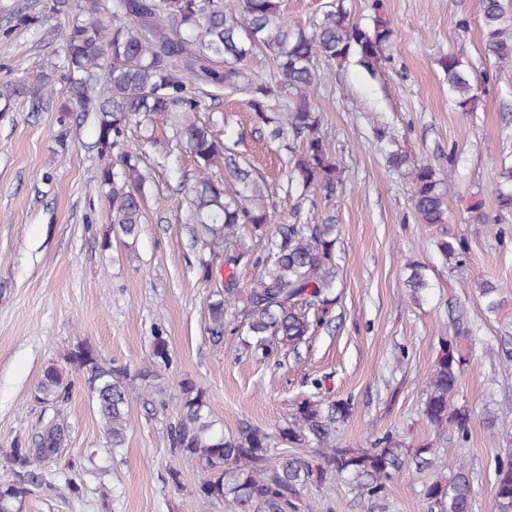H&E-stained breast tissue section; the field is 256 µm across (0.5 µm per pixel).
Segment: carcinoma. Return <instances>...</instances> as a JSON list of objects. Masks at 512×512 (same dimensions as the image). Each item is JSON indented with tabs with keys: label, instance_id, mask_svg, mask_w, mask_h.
<instances>
[{
	"label": "carcinoma",
	"instance_id": "carcinoma-1",
	"mask_svg": "<svg viewBox=\"0 0 512 512\" xmlns=\"http://www.w3.org/2000/svg\"><path fill=\"white\" fill-rule=\"evenodd\" d=\"M53 8L67 14L60 27L61 61L53 66L64 91L58 111L92 114L96 121L93 149L100 161L99 181L109 202L111 223L123 237L137 241L148 172L138 149L124 143L125 130L140 115L164 121L180 113L183 149L197 162L198 175L190 199L192 235L210 246L199 256L198 280L220 288L208 305V333L216 344L228 328L247 337L245 345L270 357L277 347L293 352L316 329L330 323L338 300L339 262L336 224L328 216L316 224H279L264 204L265 183L226 154L223 141L196 119L197 93L210 87L244 97L254 112L260 133L286 151L287 192L322 191L333 196L345 185L343 170L333 158L322 132L323 116L315 91L318 62H346L352 56L373 72L386 60L394 28L381 0H373L371 23L351 20L347 0H335L305 26L291 23L280 0H241L240 9L227 10L224 0H82L74 6L56 0ZM483 50L498 66H512V0H481ZM270 54L273 65L263 74L251 68L259 52ZM438 64L448 93L463 112L476 108L470 62L449 52ZM52 80L43 74L34 82L5 87L0 98H25L31 111L42 104V86ZM223 163L237 186L227 189L213 168ZM389 166L406 175L415 219L438 227L437 251L442 260L459 259L468 242L448 226L447 179L455 176V150L448 152V177L401 150L388 155ZM498 210L512 214V166H504L495 182ZM268 237V251L257 252L245 234ZM222 259L224 278H218L216 259ZM257 269L243 285L241 266ZM404 288L414 300L423 299L430 283L426 267L406 262ZM489 314H498L507 299L490 280L474 282ZM454 335L439 338L437 356L425 383L421 413L438 429L450 428L468 437L472 416L450 400L461 385L476 338L466 310L452 318ZM64 362L80 373L98 416L102 447L114 455L122 450L130 428L129 406L139 393L152 408H165L171 395L160 382L169 366L168 338L154 329L147 358L131 368L99 355L87 342L68 349ZM74 380L52 361L34 387L31 399L41 407L39 429L28 441H16L0 453V466L11 480L0 484V512H19L33 489L45 483L41 467L58 458L67 441L62 406L71 396ZM177 400L179 413L169 426L172 453L181 463L200 471L196 492L217 502L229 501L240 512H297L299 489L311 478L344 481L361 497H377L399 476L405 465L421 471L434 464V449L411 447L392 433L375 438L368 448L336 445V429L348 419L350 399L313 400L297 404L292 416L267 429L246 426L224 436L210 420L206 392L183 380ZM306 446L314 457L305 460L288 449ZM448 482L428 481L420 495L425 512H473L469 471L463 462L448 464ZM58 490L76 495L82 487L72 466L57 472ZM494 493L498 512H512V462L498 465Z\"/></svg>",
	"mask_w": 512,
	"mask_h": 512
}]
</instances>
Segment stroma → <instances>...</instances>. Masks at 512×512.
<instances>
[{
	"mask_svg": "<svg viewBox=\"0 0 512 512\" xmlns=\"http://www.w3.org/2000/svg\"><path fill=\"white\" fill-rule=\"evenodd\" d=\"M383 3L397 33L390 62L374 73L354 58L319 64L318 103L346 169L335 197L312 192L301 201L287 194L285 159L256 133L241 97L214 91L202 100L201 121L232 142L237 159L264 179L275 223L312 224L330 215L337 224L341 295L331 324L298 351L281 348L265 362L233 332L219 346L209 339L211 290L195 274L204 247L192 237L186 202L197 165L179 147L178 121L155 126L140 118L127 130L128 144L142 148L152 176L142 233L130 248L100 193L91 149L94 117L75 112L61 119L63 87L55 81L45 87L42 111L18 98L0 115V448L34 430L40 410L30 396L49 361L86 341L105 358L137 364L147 358L158 326L172 351L164 373L170 387L184 379L203 387L209 416L225 434H237L245 423L266 428L281 422L305 398H348L353 410L337 432L340 446L365 448L371 436L390 431L412 446L434 445L442 461L421 474L403 470L378 499L357 497L342 482L308 483L299 507L424 512L423 482L448 477L447 462L461 459L471 474L475 512H497L495 471L499 461L512 459V435L491 432L485 418L512 409V363L502 360L504 315H486L466 284L489 279L512 293V215L499 213L493 194L499 169L512 161V68L484 59L480 0ZM50 5L0 0V87L35 81L58 62L63 17ZM21 13L31 24H18ZM451 50L463 52L481 79L475 112H461L448 98L438 60ZM389 140L442 172L449 149H456L448 212L455 233L468 241L462 262H443L431 228L416 222L402 175L386 164ZM475 199L499 234L468 223ZM408 259L427 265L433 285L417 304L403 288ZM452 305L465 308L482 339L454 399L472 412L465 440L437 433L420 413ZM62 410L69 440L60 459L43 470L51 480L72 462L81 493L64 499L41 488L22 512H236L232 503L197 495L195 467L175 465L168 429L177 402L151 411L132 399L123 450L92 464L84 454L101 447L102 439L87 393L75 389ZM174 466L180 470L176 484L168 477Z\"/></svg>",
	"mask_w": 512,
	"mask_h": 512,
	"instance_id": "35a3bbf8",
	"label": "stroma"
}]
</instances>
